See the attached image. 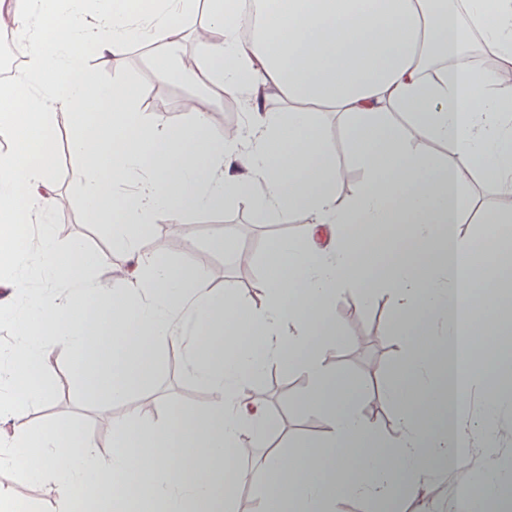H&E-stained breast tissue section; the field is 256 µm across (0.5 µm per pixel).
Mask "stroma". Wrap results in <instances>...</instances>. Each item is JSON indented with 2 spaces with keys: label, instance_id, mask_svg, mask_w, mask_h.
Instances as JSON below:
<instances>
[{
  "label": "stroma",
  "instance_id": "35a3bbf8",
  "mask_svg": "<svg viewBox=\"0 0 512 512\" xmlns=\"http://www.w3.org/2000/svg\"><path fill=\"white\" fill-rule=\"evenodd\" d=\"M78 61L82 67L95 71L103 84L120 81L140 91L142 109L146 112H154L155 98L162 91H169L172 98L167 104L166 121L189 122L190 116L182 112L181 102L190 93V86L159 78L154 53L146 44H131L123 55L113 59L89 41L82 46ZM70 124L69 113L57 111L51 130L55 146L51 189L54 194L66 197L67 204L54 209L46 221L51 224L58 244L77 243L87 251L104 255L106 261L95 268L94 276L105 279L107 288L120 290L130 285L128 271L136 257L152 255L154 241L168 234L169 224L163 215H154L139 234L135 251L129 252L113 248L105 228L86 223L81 194L83 172L69 149ZM316 127L337 164L354 167L345 118L335 112H320L316 115ZM182 223L184 230L171 240L163 262L200 272L219 292L224 289L225 279L235 280L239 296L245 302L255 298L254 285L265 273V255L270 246L282 239L300 238L305 230L303 216L286 221L276 213H261L240 202L225 203L214 211L187 212ZM224 237L231 238V246L217 247V240ZM246 247L253 251L255 272L242 280L236 272V257ZM336 333L338 344L329 350L328 364L372 386V393L358 399L357 407L365 419L377 422L384 432H392L397 425V414L388 404L384 389L403 356L405 344L404 329L397 322L393 303L383 299L362 306L352 303L349 296H342L336 303ZM185 346L182 339L161 346L152 377L106 411L95 395L76 385L66 352L48 347L29 375L31 383L44 385L48 397L25 411L22 424L36 428L55 419H69L80 431L93 436L102 454H110L112 430L100 427L101 417L112 421L136 418L144 424L157 425L173 411L200 410L209 405L210 389L192 375ZM250 388L262 397L264 411L273 423L271 436L277 439L281 449L291 450L303 438L316 440L323 436L322 415L303 408L298 402L305 389L302 378L282 370L268 371L252 380ZM0 485L13 494V512H27L32 505L41 512L54 510L44 488L23 478L20 471H0Z\"/></svg>",
  "mask_w": 512,
  "mask_h": 512
}]
</instances>
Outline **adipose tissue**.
Wrapping results in <instances>:
<instances>
[{"label":"adipose tissue","instance_id":"obj_1","mask_svg":"<svg viewBox=\"0 0 512 512\" xmlns=\"http://www.w3.org/2000/svg\"><path fill=\"white\" fill-rule=\"evenodd\" d=\"M17 2L34 18L19 31L31 51L23 74L0 84V138L23 126L39 136L0 155V280L44 269L53 284L0 305V321L15 329L0 353V422L45 399L27 377L47 345L63 348L78 385L108 406L126 396L131 370L153 362L185 324L192 372L213 398L157 426L113 422L106 458L69 422L18 428L0 441V470L21 468L56 512L90 500L99 512L119 503L134 512H212L215 499L231 502L230 483L246 479L230 471L231 451L242 437L270 436L245 379L274 364L305 377L302 404L326 426L321 439L301 440L291 469H281L282 451L268 450L256 467L255 512H342L348 498L378 503L399 478L405 492L419 491L463 462L497 493L493 462L512 426L475 429L466 403L489 342L512 345V314L489 297L512 284V245L477 248L456 226L475 215L472 183L487 180L512 196V0H263L247 43L229 0H122L96 32L82 21L83 0ZM201 7L208 20L194 34L210 71L186 68L164 25L172 13ZM472 26L494 70L470 65ZM92 38L113 57L151 42L162 78L217 83L247 100L251 119L212 137L207 104L195 98L190 122L154 120L125 84L108 88L91 71L74 72L77 48ZM319 108L347 118L363 174L347 203L336 196L341 172L315 130ZM59 109L70 114V149L85 175V220L111 225L121 245L131 246L132 231L154 214L176 223L230 198L303 214L306 235L271 247L275 272L256 283L258 303H243L232 283L217 293L202 274L155 261L142 262L133 288H101L92 275L100 257L59 247L47 224L38 247L19 250L17 198L42 214L58 205L39 192L52 164L30 158L47 149ZM392 112L407 115L410 134L389 123ZM427 139L447 145V158L421 153ZM228 158L250 172L260 197L225 175ZM346 284L365 303L391 297L410 326L400 368L411 378L386 391L399 415L389 435L357 410L352 378L326 364Z\"/></svg>","mask_w":512,"mask_h":512}]
</instances>
